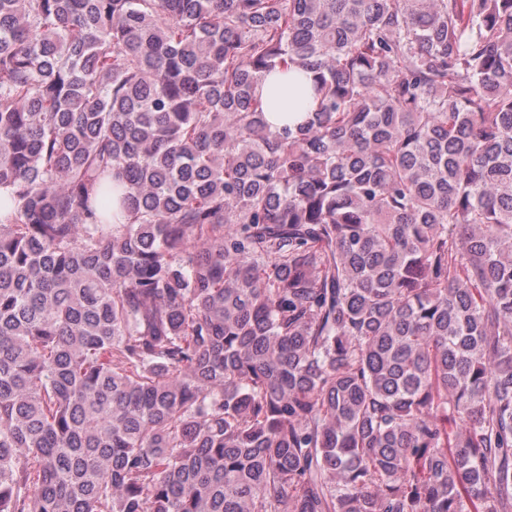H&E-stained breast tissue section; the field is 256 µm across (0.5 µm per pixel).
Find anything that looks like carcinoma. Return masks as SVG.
Masks as SVG:
<instances>
[{
    "label": "carcinoma",
    "mask_w": 512,
    "mask_h": 512,
    "mask_svg": "<svg viewBox=\"0 0 512 512\" xmlns=\"http://www.w3.org/2000/svg\"><path fill=\"white\" fill-rule=\"evenodd\" d=\"M0 512H512V0H0Z\"/></svg>",
    "instance_id": "carcinoma-1"
}]
</instances>
